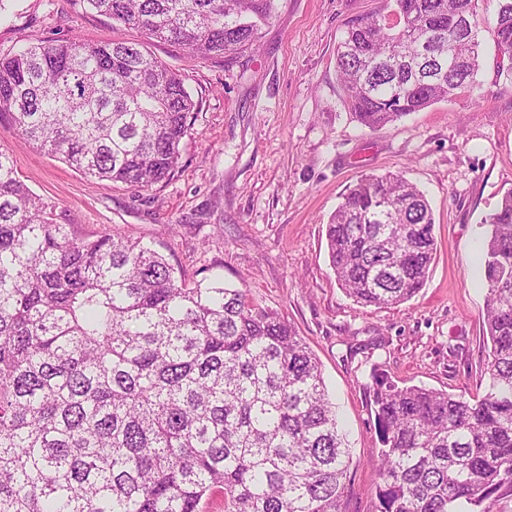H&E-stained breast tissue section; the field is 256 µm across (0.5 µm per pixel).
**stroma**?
Returning <instances> with one entry per match:
<instances>
[{
	"instance_id": "1",
	"label": "stroma",
	"mask_w": 512,
	"mask_h": 512,
	"mask_svg": "<svg viewBox=\"0 0 512 512\" xmlns=\"http://www.w3.org/2000/svg\"><path fill=\"white\" fill-rule=\"evenodd\" d=\"M384 5L275 0L259 48L227 63L113 29L78 0H0V55L38 41L135 39L182 75L197 119L179 169L152 189L83 176L4 121L0 148L59 223L143 239L186 279L220 276L296 327L321 363L351 448L343 512H378L374 370L401 385L484 394L479 243L484 217L512 189V81L497 73L491 29L481 32L486 62L474 94L375 131L354 119L336 80V47L352 21ZM388 171L425 192L437 250L412 300L377 309L338 285L325 224L349 185Z\"/></svg>"
}]
</instances>
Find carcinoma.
I'll return each mask as SVG.
<instances>
[{
    "label": "carcinoma",
    "mask_w": 512,
    "mask_h": 512,
    "mask_svg": "<svg viewBox=\"0 0 512 512\" xmlns=\"http://www.w3.org/2000/svg\"><path fill=\"white\" fill-rule=\"evenodd\" d=\"M113 23L222 58L259 46L275 0H80ZM479 0H386L352 23L336 75L377 130L476 87ZM512 81V0H497ZM196 103L137 42L80 39L0 56V114L86 177L149 190L178 168ZM482 245L490 342L480 397L372 374L378 512H492L512 495V190ZM435 218L400 174L367 175L329 216L330 265L355 302L423 288ZM349 448L321 366L278 312L188 281L118 231L60 224L0 150V512H342Z\"/></svg>",
    "instance_id": "obj_1"
}]
</instances>
